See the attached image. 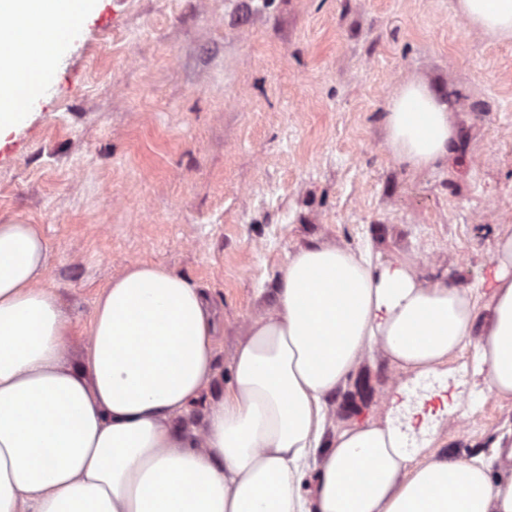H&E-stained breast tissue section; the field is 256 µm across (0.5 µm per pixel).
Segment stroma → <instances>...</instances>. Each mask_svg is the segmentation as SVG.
I'll list each match as a JSON object with an SVG mask.
<instances>
[{"mask_svg":"<svg viewBox=\"0 0 512 512\" xmlns=\"http://www.w3.org/2000/svg\"><path fill=\"white\" fill-rule=\"evenodd\" d=\"M455 0H121L119 21L77 31L38 111L0 157V224L38 225L42 285L86 327L98 292L136 261L202 288L222 326L215 376L186 416L201 427L234 349L265 314L275 277L311 240L370 249L488 291L512 234V42L468 28ZM418 76L453 98L459 142L414 171L394 160L385 103ZM473 349L445 390L480 391ZM397 377L364 361L337 422L391 413ZM441 451L512 448V401L491 395L437 428Z\"/></svg>","mask_w":512,"mask_h":512,"instance_id":"1","label":"stroma"}]
</instances>
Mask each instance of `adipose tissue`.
<instances>
[{
	"label": "adipose tissue",
	"mask_w": 512,
	"mask_h": 512,
	"mask_svg": "<svg viewBox=\"0 0 512 512\" xmlns=\"http://www.w3.org/2000/svg\"><path fill=\"white\" fill-rule=\"evenodd\" d=\"M95 0H12L14 26H78ZM468 27L512 41V0H456ZM53 62L19 82L0 56V131L23 118ZM446 93L399 84L382 115L413 170L452 154ZM484 296L404 261L314 241L289 254L269 312L246 326L231 382L201 428L181 420L212 381L216 326L198 286L135 262L99 294L84 334L40 287L37 225L0 224V512H512V469L482 454L423 456L410 422L336 425L331 403L365 358L422 381L474 347L487 393L512 397V235Z\"/></svg>",
	"instance_id": "ef3b65f1"
}]
</instances>
